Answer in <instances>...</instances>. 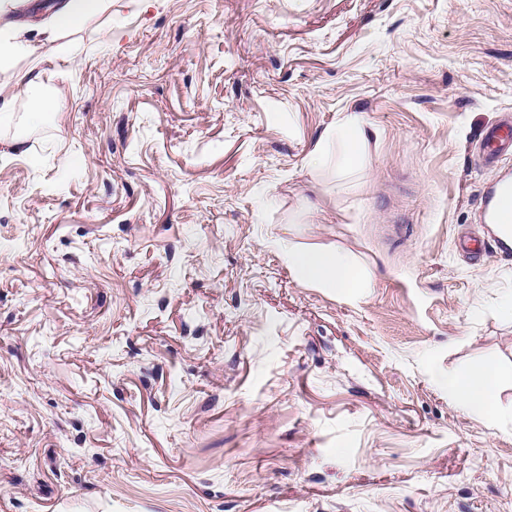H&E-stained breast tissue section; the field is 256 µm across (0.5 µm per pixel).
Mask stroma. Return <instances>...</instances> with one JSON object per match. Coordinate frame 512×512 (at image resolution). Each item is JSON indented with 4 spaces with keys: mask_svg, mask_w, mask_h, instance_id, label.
I'll return each instance as SVG.
<instances>
[{
    "mask_svg": "<svg viewBox=\"0 0 512 512\" xmlns=\"http://www.w3.org/2000/svg\"><path fill=\"white\" fill-rule=\"evenodd\" d=\"M65 42L0 66V512H512V253L453 245L512 0H112ZM486 363L478 419L445 379ZM336 143V166L341 171L362 167L367 152L369 138L364 122L359 114L351 113L336 127L326 133L322 142L316 147L314 157L319 162L330 158V147ZM288 268L305 284L331 286L345 294L369 288L370 277L352 262L349 255L321 248L288 250Z\"/></svg>",
    "mask_w": 512,
    "mask_h": 512,
    "instance_id": "35a3bbf8",
    "label": "stroma"
}]
</instances>
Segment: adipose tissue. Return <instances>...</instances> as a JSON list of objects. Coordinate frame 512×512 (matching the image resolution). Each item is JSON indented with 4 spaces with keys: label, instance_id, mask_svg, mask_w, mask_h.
<instances>
[{
    "label": "adipose tissue",
    "instance_id": "1",
    "mask_svg": "<svg viewBox=\"0 0 512 512\" xmlns=\"http://www.w3.org/2000/svg\"><path fill=\"white\" fill-rule=\"evenodd\" d=\"M109 3L110 0H60L34 30L0 27V62L17 56L30 58L32 68L22 73L18 82L25 86L34 83L38 75L33 68L40 63L39 44L56 43L68 30L106 14ZM368 145L364 122L359 114L352 113L326 133L314 156L321 162L335 159L343 171L358 169ZM288 267L302 283L331 286L346 294L370 284L369 276L353 264L349 255L328 249H289ZM446 384L450 396L468 414L484 418L493 415L501 385V372L496 365L489 363L472 372L449 374Z\"/></svg>",
    "mask_w": 512,
    "mask_h": 512
}]
</instances>
